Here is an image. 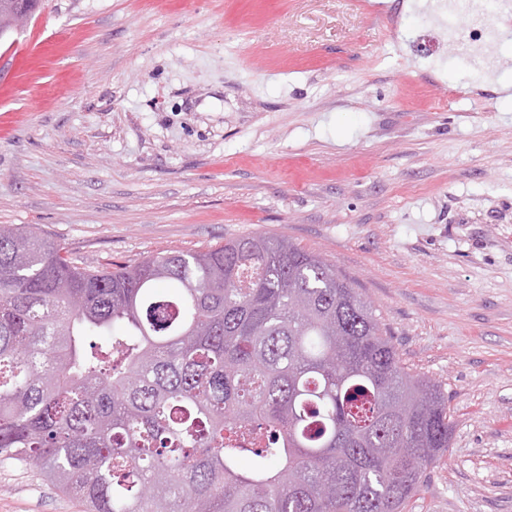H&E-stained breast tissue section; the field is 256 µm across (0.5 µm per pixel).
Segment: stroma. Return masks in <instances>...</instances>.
Here are the masks:
<instances>
[{
  "label": "stroma",
  "instance_id": "35a3bbf8",
  "mask_svg": "<svg viewBox=\"0 0 512 512\" xmlns=\"http://www.w3.org/2000/svg\"><path fill=\"white\" fill-rule=\"evenodd\" d=\"M410 0H40L0 40V225L86 268L292 240L439 383L406 512H512V94ZM0 512H85L0 459Z\"/></svg>",
  "mask_w": 512,
  "mask_h": 512
}]
</instances>
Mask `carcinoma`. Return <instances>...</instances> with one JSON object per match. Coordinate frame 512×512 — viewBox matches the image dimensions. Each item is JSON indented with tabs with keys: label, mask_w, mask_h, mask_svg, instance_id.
Masks as SVG:
<instances>
[{
	"label": "carcinoma",
	"mask_w": 512,
	"mask_h": 512,
	"mask_svg": "<svg viewBox=\"0 0 512 512\" xmlns=\"http://www.w3.org/2000/svg\"><path fill=\"white\" fill-rule=\"evenodd\" d=\"M22 6L0 0V39ZM451 431L441 386L287 239L87 269L0 225V459L88 512H405Z\"/></svg>",
	"instance_id": "cac0c4a2"
}]
</instances>
